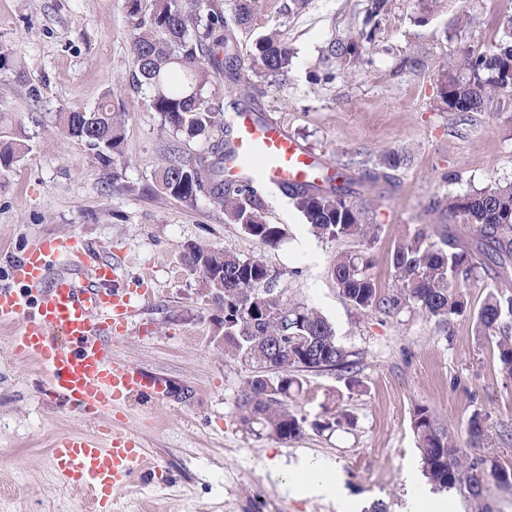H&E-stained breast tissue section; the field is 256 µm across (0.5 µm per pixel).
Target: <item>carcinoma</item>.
I'll return each mask as SVG.
<instances>
[{
	"instance_id": "cac0c4a2",
	"label": "carcinoma",
	"mask_w": 512,
	"mask_h": 512,
	"mask_svg": "<svg viewBox=\"0 0 512 512\" xmlns=\"http://www.w3.org/2000/svg\"><path fill=\"white\" fill-rule=\"evenodd\" d=\"M256 0H125L134 60L132 83L150 92V106L164 127L188 140L206 144L201 153L165 159L157 172L160 191L187 206L204 197L224 211L243 231L269 247L279 245L285 229L268 222L263 201L255 186L224 179V112L242 109L232 97L225 109H216L207 90L222 71L230 80L247 81L252 75L285 73L292 54L272 29L253 43L246 71L233 44L231 26L251 23ZM466 81L448 80V110L481 112L498 92H512V41L490 47L468 60ZM59 129L77 139L103 164L112 162L124 140V113L103 103L92 111L74 108L60 113ZM26 150L25 133L0 149V166L8 169ZM401 165L388 157L383 169L370 171L365 179L395 185L391 171ZM357 182L336 175L325 190L315 185L288 188L285 194L302 213L314 235L321 239H365L375 227L365 221L357 200ZM448 214L473 225L476 239L471 247L460 244L451 225L436 229L438 240L428 241L419 231L394 249L392 263L402 281L401 295L381 298L368 273L363 256H341L332 270L336 284L352 306L361 310L384 306L396 308L405 297L415 301L429 317L449 322L467 312L463 288L477 278L485 265L512 261V184H491L480 191L448 199ZM185 265L199 274L204 297L224 307V321L214 325V335L224 336V354L253 368L239 401V421L247 429H259L283 442L306 433V420L288 410V400L299 394L301 372L329 371L345 380L356 379L357 354L336 343L332 324L303 303L290 302L277 288L280 273L257 258L189 244ZM479 335L495 343L502 373L512 378V297L489 293L477 313ZM351 423L342 411L312 423L326 430ZM412 426L421 456L422 472L439 490L455 489L483 503L481 512H493L485 502L488 483L512 489V467L490 456L463 458L448 428L426 405L416 407Z\"/></svg>"
}]
</instances>
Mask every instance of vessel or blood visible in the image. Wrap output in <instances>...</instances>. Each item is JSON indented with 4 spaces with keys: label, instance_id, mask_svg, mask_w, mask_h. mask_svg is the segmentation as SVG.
I'll return each mask as SVG.
<instances>
[{
    "label": "vessel or blood",
    "instance_id": "b4317fda",
    "mask_svg": "<svg viewBox=\"0 0 512 512\" xmlns=\"http://www.w3.org/2000/svg\"><path fill=\"white\" fill-rule=\"evenodd\" d=\"M225 124L230 132L226 178L272 190L315 182L321 156L280 126L246 110L227 113ZM85 255L73 239L32 241L11 268V286L0 287V322L21 321L13 348L38 358L52 396L84 416L109 420L132 397H164L167 382L112 352L113 334L126 330L151 291H103V284L117 276L114 264H96L91 273L96 285L83 290L54 269L58 260L76 264ZM50 463L58 483L87 494L99 512H112L113 494L154 466L135 436L109 423L93 435L57 439Z\"/></svg>",
    "mask_w": 512,
    "mask_h": 512
}]
</instances>
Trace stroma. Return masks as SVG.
Masks as SVG:
<instances>
[{"label": "stroma", "mask_w": 512, "mask_h": 512, "mask_svg": "<svg viewBox=\"0 0 512 512\" xmlns=\"http://www.w3.org/2000/svg\"><path fill=\"white\" fill-rule=\"evenodd\" d=\"M258 0L250 29L236 30L241 60L253 41L278 27L293 58L285 75L253 77L249 111L284 128L326 161V174L359 177L389 155L402 159L396 187L364 182L360 197L375 225L370 239L322 240L285 193L262 190L269 222L286 230L267 247L207 199L189 207L162 194L155 174L171 149L203 144L163 129L146 92L131 82L130 27L124 0H0V131L22 128L30 146L0 169V285L33 238L77 237L98 261L122 259L105 291L144 282L152 302L112 341L120 359L164 377L163 400L135 397L124 425L154 458L157 475L136 478L112 512H405L408 484L423 481L412 429L416 405H429L464 455L481 414L487 452L512 465V379L495 345L476 333L488 292L512 296V265L481 270L467 288L464 316L442 323L411 301L398 309L359 310L340 294L331 270L359 254L379 295L399 292L395 247L420 230L455 223L461 243L471 227L450 219L448 199L491 183H512V97L482 112H452L445 86L466 77L462 63L504 39L512 0ZM126 112L125 137L103 165L57 127L59 113L94 109L104 96ZM201 243L280 272L290 301L320 311L337 341L360 360L359 386L327 372L303 375L288 408L307 421L339 402L348 429H313L288 443L256 437L238 419L250 367L225 358L211 339L220 309L198 290L183 248ZM19 323H0V512H91L92 503L55 480L53 441L93 434L99 420L46 393L39 363L16 353ZM336 469L338 497H301L283 474L306 461Z\"/></svg>", "instance_id": "35a3bbf8"}]
</instances>
